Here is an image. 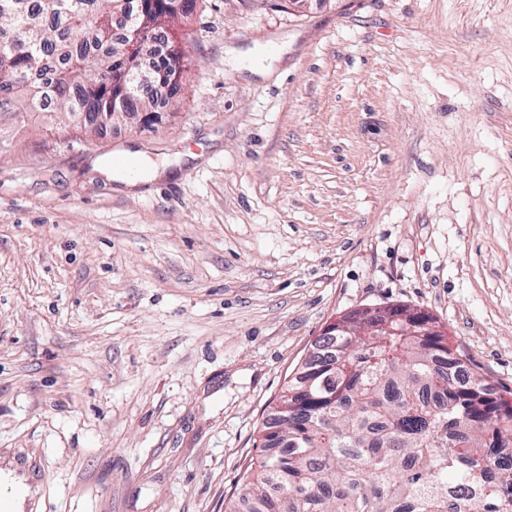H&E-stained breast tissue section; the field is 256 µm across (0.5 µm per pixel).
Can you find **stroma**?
<instances>
[{
    "mask_svg": "<svg viewBox=\"0 0 512 512\" xmlns=\"http://www.w3.org/2000/svg\"><path fill=\"white\" fill-rule=\"evenodd\" d=\"M155 128L0 138L25 512H224L331 322L430 314L512 402V0H198Z\"/></svg>",
    "mask_w": 512,
    "mask_h": 512,
    "instance_id": "obj_1",
    "label": "stroma"
}]
</instances>
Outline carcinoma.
Returning a JSON list of instances; mask_svg holds the SVG:
<instances>
[{"label":"carcinoma","instance_id":"cac0c4a2","mask_svg":"<svg viewBox=\"0 0 512 512\" xmlns=\"http://www.w3.org/2000/svg\"><path fill=\"white\" fill-rule=\"evenodd\" d=\"M114 0H0V120L64 114L78 136L114 112H157L147 93L112 96L132 58L112 34ZM167 0L140 17L149 37L194 13ZM177 48L152 68L170 84L186 70ZM380 318L357 309L314 346L264 420L261 454L224 512H512V403L469 359L406 306Z\"/></svg>","mask_w":512,"mask_h":512}]
</instances>
